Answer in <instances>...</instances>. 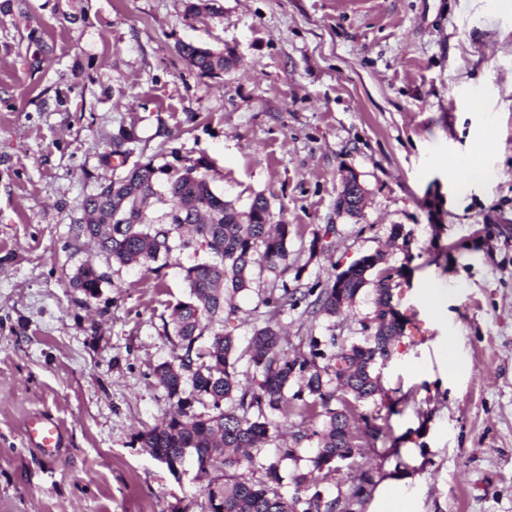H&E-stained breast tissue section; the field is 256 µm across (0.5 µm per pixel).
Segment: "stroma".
<instances>
[{"mask_svg": "<svg viewBox=\"0 0 512 512\" xmlns=\"http://www.w3.org/2000/svg\"><path fill=\"white\" fill-rule=\"evenodd\" d=\"M185 6L83 0L74 23L65 0L0 12V512H208L194 463L173 474L138 441L171 407L153 369L172 358L164 324L187 293L182 269L204 254L175 250L158 277L107 264L71 230L97 177L115 175L103 155L130 126L136 154L203 155L225 198L265 195L292 230L285 280L323 288L379 251L400 270L404 333L368 404L390 433L363 450L375 485L360 512L397 486L415 512H512V8L215 0L194 18ZM31 33L52 49L38 71ZM181 42L232 50L236 65L201 75ZM488 132L493 175L459 192L446 159ZM352 172L368 190L355 218L336 207ZM87 262L107 275L93 297L69 283ZM367 278L335 320L281 314L289 354H308L313 336L361 340L376 310ZM272 279L234 297L239 349L267 316ZM430 279L451 287L436 310L420 298ZM36 416L63 430L54 454L27 436Z\"/></svg>", "mask_w": 512, "mask_h": 512, "instance_id": "stroma-1", "label": "stroma"}]
</instances>
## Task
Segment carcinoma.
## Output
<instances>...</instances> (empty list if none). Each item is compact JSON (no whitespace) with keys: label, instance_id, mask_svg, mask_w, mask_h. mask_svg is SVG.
Masks as SVG:
<instances>
[{"label":"carcinoma","instance_id":"obj_1","mask_svg":"<svg viewBox=\"0 0 512 512\" xmlns=\"http://www.w3.org/2000/svg\"><path fill=\"white\" fill-rule=\"evenodd\" d=\"M32 66L39 67L51 48L35 36ZM180 56L200 74L218 77L233 59L224 53L182 43ZM124 140L109 144L107 157L114 155L126 165L138 141L135 130L123 132ZM174 162L154 164V159L134 161L125 173L97 181L94 193L85 196L82 217L74 220L75 238L93 243L106 261L120 265L155 264L173 250L206 246L209 260L184 268L189 289L186 300L172 313L175 336L173 360L158 365L154 376L175 400L174 409L160 424L139 433L141 447L152 456L187 452L209 467L211 478L205 488L209 512H357L370 494L374 480L364 475L359 482L336 496L324 497L316 490L302 498L285 497L277 487L254 480L257 458L278 432L269 417L274 411L283 418H300L291 443L278 448V461L266 467L278 480V463L295 460L301 445L318 440L313 469H296L291 481L300 489L311 487L312 470L321 471L340 461L357 466L364 443L388 435L389 427L376 423L364 410L379 394V380L372 368L386 362L395 342L403 335V324L392 320L377 336L361 343L340 341L331 335L321 341L310 337V355L290 358L283 349L280 326L274 318L305 305L313 319L334 318L336 282L318 290L295 278L290 286L283 280L264 293L261 304L269 308L264 325L254 329L251 346L237 352L235 338L224 332V324L239 319L240 309L231 295L250 287L254 267L275 273L287 265L289 225L272 223L270 204L257 195L248 209L217 194L207 172L210 160L201 155L183 160L173 152ZM162 208H156V205ZM378 302L389 304L392 275L378 270ZM105 274L94 265L80 266L71 277L73 287L93 297ZM247 358L261 379L242 383L236 363ZM291 380L301 386L293 394ZM199 405L206 413L194 412Z\"/></svg>","mask_w":512,"mask_h":512}]
</instances>
